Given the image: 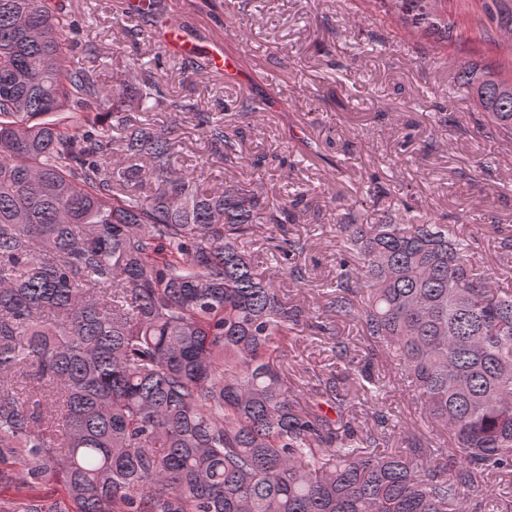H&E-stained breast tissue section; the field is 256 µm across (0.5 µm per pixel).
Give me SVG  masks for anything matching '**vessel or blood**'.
I'll list each match as a JSON object with an SVG mask.
<instances>
[{
    "label": "vessel or blood",
    "instance_id": "b4317fda",
    "mask_svg": "<svg viewBox=\"0 0 512 512\" xmlns=\"http://www.w3.org/2000/svg\"><path fill=\"white\" fill-rule=\"evenodd\" d=\"M150 35L175 55L207 60L211 69L223 72L225 77L233 78L239 73L237 58L225 52L221 41L190 36L182 27L164 19L156 21Z\"/></svg>",
    "mask_w": 512,
    "mask_h": 512
}]
</instances>
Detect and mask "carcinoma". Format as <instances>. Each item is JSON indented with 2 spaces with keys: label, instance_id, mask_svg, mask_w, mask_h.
Instances as JSON below:
<instances>
[{
  "label": "carcinoma",
  "instance_id": "carcinoma-1",
  "mask_svg": "<svg viewBox=\"0 0 512 512\" xmlns=\"http://www.w3.org/2000/svg\"><path fill=\"white\" fill-rule=\"evenodd\" d=\"M409 34L448 41L442 0H370ZM481 30L512 32V0ZM49 0H0V512H465L484 475L512 474V288H493L472 240L404 201L336 219V289L288 302L245 242L270 225L277 270L306 281L287 236L312 189L284 203L238 182L207 190L176 165L182 116L213 152L224 114L166 105L160 61L107 90L75 59ZM458 79L512 142V76L464 61ZM361 325L451 446L380 449L350 389L374 363L310 386L281 358L300 321ZM335 415L331 419L322 406Z\"/></svg>",
  "mask_w": 512,
  "mask_h": 512
}]
</instances>
